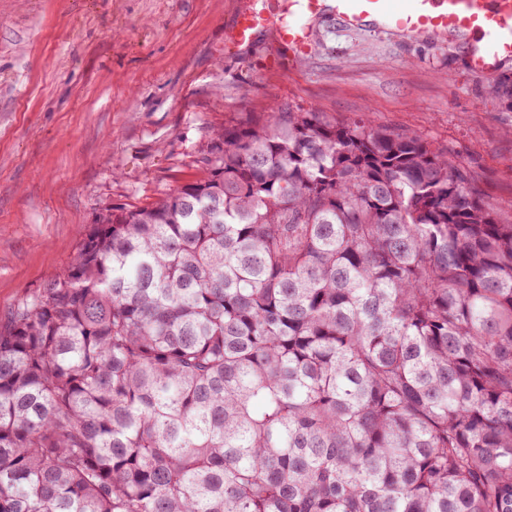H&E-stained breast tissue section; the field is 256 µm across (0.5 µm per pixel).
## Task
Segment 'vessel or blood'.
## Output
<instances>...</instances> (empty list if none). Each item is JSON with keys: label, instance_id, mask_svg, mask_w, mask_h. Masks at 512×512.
Instances as JSON below:
<instances>
[{"label": "vessel or blood", "instance_id": "1", "mask_svg": "<svg viewBox=\"0 0 512 512\" xmlns=\"http://www.w3.org/2000/svg\"><path fill=\"white\" fill-rule=\"evenodd\" d=\"M299 20L278 27L276 39L297 52L310 43V19L330 13L344 26H371L391 30L405 38L436 44L445 39L466 40L479 35L471 46V70L486 72L512 59V0H290ZM262 15L246 9L237 13L227 31L236 47L250 44L267 27Z\"/></svg>", "mask_w": 512, "mask_h": 512}]
</instances>
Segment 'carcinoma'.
<instances>
[{
	"mask_svg": "<svg viewBox=\"0 0 512 512\" xmlns=\"http://www.w3.org/2000/svg\"><path fill=\"white\" fill-rule=\"evenodd\" d=\"M201 163L0 327V512H512V223L448 150L288 106Z\"/></svg>",
	"mask_w": 512,
	"mask_h": 512,
	"instance_id": "cac0c4a2",
	"label": "carcinoma"
}]
</instances>
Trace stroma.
Masks as SVG:
<instances>
[{
  "label": "stroma",
  "instance_id": "1",
  "mask_svg": "<svg viewBox=\"0 0 512 512\" xmlns=\"http://www.w3.org/2000/svg\"><path fill=\"white\" fill-rule=\"evenodd\" d=\"M288 24V0H0V324L70 263L80 230L202 176L211 134L287 104L420 133L512 218V112L469 46L311 23L306 56L260 33L225 44L240 7Z\"/></svg>",
  "mask_w": 512,
  "mask_h": 512
}]
</instances>
